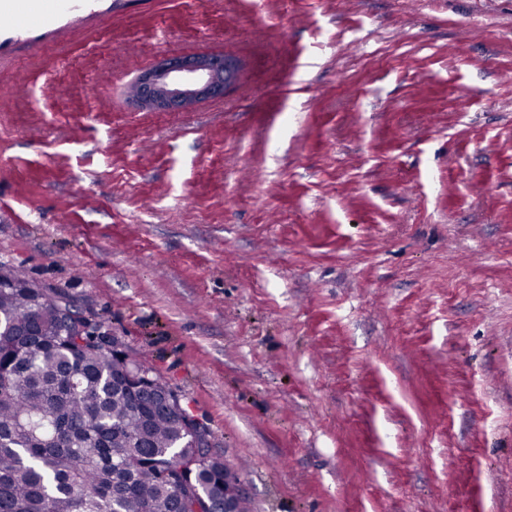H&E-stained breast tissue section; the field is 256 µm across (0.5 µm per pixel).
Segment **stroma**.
Returning a JSON list of instances; mask_svg holds the SVG:
<instances>
[{
	"instance_id": "stroma-1",
	"label": "stroma",
	"mask_w": 512,
	"mask_h": 512,
	"mask_svg": "<svg viewBox=\"0 0 512 512\" xmlns=\"http://www.w3.org/2000/svg\"><path fill=\"white\" fill-rule=\"evenodd\" d=\"M113 2L0 27V266L177 391L255 512H512V0ZM197 54L223 95L141 107ZM225 60L205 54L163 58L143 77L140 101L153 109L187 110L201 99L220 96L234 74Z\"/></svg>"
}]
</instances>
